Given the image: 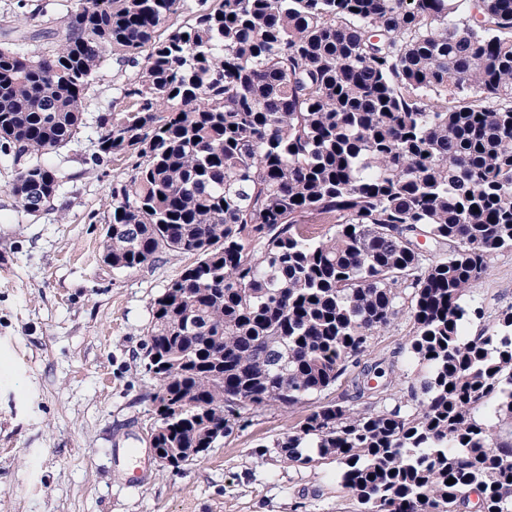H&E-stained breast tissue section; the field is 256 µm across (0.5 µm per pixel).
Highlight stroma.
I'll return each instance as SVG.
<instances>
[{"instance_id": "stroma-1", "label": "stroma", "mask_w": 512, "mask_h": 512, "mask_svg": "<svg viewBox=\"0 0 512 512\" xmlns=\"http://www.w3.org/2000/svg\"><path fill=\"white\" fill-rule=\"evenodd\" d=\"M73 4L0 0V34L30 31L38 13L61 20ZM138 73L113 56L97 71L80 134L44 158L60 184L52 210L15 206L17 166L0 154V512H353L336 463L289 465L272 447L341 399L344 379L296 409L270 407L192 464L163 468L151 455L156 382L141 363L150 302L193 258L164 254L132 272L101 259L113 178L132 161L95 159L97 118L121 106ZM471 297L484 310L465 320L473 335L512 307V251L494 256ZM411 328L400 312L371 348L393 366L396 398L425 373L406 352Z\"/></svg>"}]
</instances>
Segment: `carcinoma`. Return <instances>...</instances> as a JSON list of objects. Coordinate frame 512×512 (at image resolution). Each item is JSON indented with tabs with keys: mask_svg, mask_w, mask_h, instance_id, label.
<instances>
[{
	"mask_svg": "<svg viewBox=\"0 0 512 512\" xmlns=\"http://www.w3.org/2000/svg\"><path fill=\"white\" fill-rule=\"evenodd\" d=\"M213 2L177 25L185 0H75L50 50L0 45L25 211L56 197L41 157L78 137L106 58L141 65L97 119L96 158L135 159L102 261L195 256L150 302L151 447L178 469L349 375L351 399L270 445L284 462L336 461L356 512H462L473 493L512 512V440L478 418L495 401L512 437V307L464 330L488 258L512 251V0ZM403 306L426 374L378 410L393 380L364 357Z\"/></svg>",
	"mask_w": 512,
	"mask_h": 512,
	"instance_id": "obj_1",
	"label": "carcinoma"
}]
</instances>
